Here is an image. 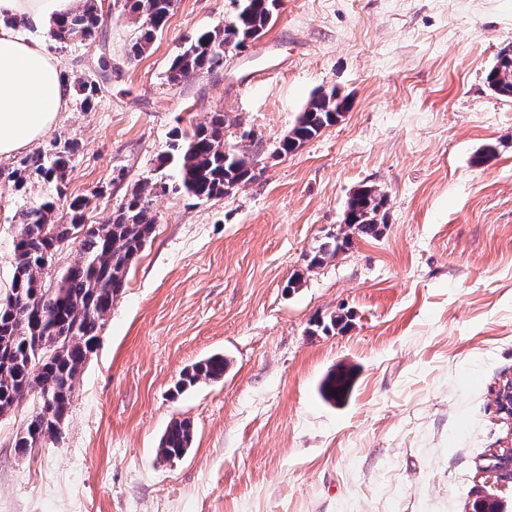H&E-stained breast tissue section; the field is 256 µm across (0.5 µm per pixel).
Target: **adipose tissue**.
Masks as SVG:
<instances>
[{
  "label": "adipose tissue",
  "instance_id": "adipose-tissue-1",
  "mask_svg": "<svg viewBox=\"0 0 512 512\" xmlns=\"http://www.w3.org/2000/svg\"><path fill=\"white\" fill-rule=\"evenodd\" d=\"M77 0H0V157L29 149L65 111L71 94L44 40L8 26L11 18L51 21Z\"/></svg>",
  "mask_w": 512,
  "mask_h": 512
}]
</instances>
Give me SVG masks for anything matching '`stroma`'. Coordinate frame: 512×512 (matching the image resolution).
<instances>
[{"instance_id": "1", "label": "stroma", "mask_w": 512, "mask_h": 512, "mask_svg": "<svg viewBox=\"0 0 512 512\" xmlns=\"http://www.w3.org/2000/svg\"><path fill=\"white\" fill-rule=\"evenodd\" d=\"M88 2L112 14L103 40L47 49L72 84L110 53L112 82L91 108L72 96L37 143H76L67 192L89 198L88 223L160 175L174 128L214 112L228 142L245 130L261 141L258 177L196 205L154 199L156 232L104 318L61 439L16 454L38 397L0 417V512H472L485 496L512 512V484L479 469L512 440L493 395L512 378V99L485 81L512 47V0H280L245 52L177 85L171 60L223 26L229 0H176L137 58L119 0ZM330 88L350 111L275 155ZM365 185L388 197L385 228L309 267ZM46 192L0 178V297L22 214ZM338 311L351 316L343 332L317 329ZM214 354L223 379L177 392ZM341 366L356 383L339 405L319 388ZM175 419L192 423V445L164 462Z\"/></svg>"}]
</instances>
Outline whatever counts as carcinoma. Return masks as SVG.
Instances as JSON below:
<instances>
[{
  "instance_id": "cac0c4a2",
  "label": "carcinoma",
  "mask_w": 512,
  "mask_h": 512,
  "mask_svg": "<svg viewBox=\"0 0 512 512\" xmlns=\"http://www.w3.org/2000/svg\"><path fill=\"white\" fill-rule=\"evenodd\" d=\"M174 0H123L122 9L138 23V34L129 55L141 56L164 29ZM274 0H246L235 26L203 30L192 36L171 62L169 80L176 84L197 73L220 67L221 47L231 45L244 52L249 43L266 33L275 15ZM104 19L92 7L73 11L54 21L53 41L99 37ZM490 90L512 98V50L504 49L486 75ZM102 91L101 81H84L78 86L82 104L91 105ZM347 97L332 88L315 93L295 125L275 149L287 155L349 111ZM225 116L214 112L192 131H172L171 153L162 164L172 172L143 180L112 213L106 224H87V198L67 200L66 181L71 153L69 142L49 151L36 149L17 161L6 173L17 191L36 179L53 187L54 196L36 203L24 213L13 248L9 292L0 298V416L11 411L29 394L47 396L51 406L41 407L16 435L14 448L26 455L48 440L62 435L74 398L76 380L97 348L102 321L127 285V274L135 257L152 238L156 218L153 197L173 187L196 203L224 196L256 178L253 156L224 140ZM387 196L373 186H363L348 198L344 223L358 234L375 237L385 224ZM77 240V255L56 274L54 285L46 287L44 277L54 252L70 239ZM350 237L334 236L311 257L314 267L333 258ZM226 360L212 355L186 370L177 391L224 376ZM355 373L350 368L331 371L320 393L333 402L351 395ZM193 426L175 419L161 437L156 456L162 461L180 458L190 448Z\"/></svg>"
}]
</instances>
